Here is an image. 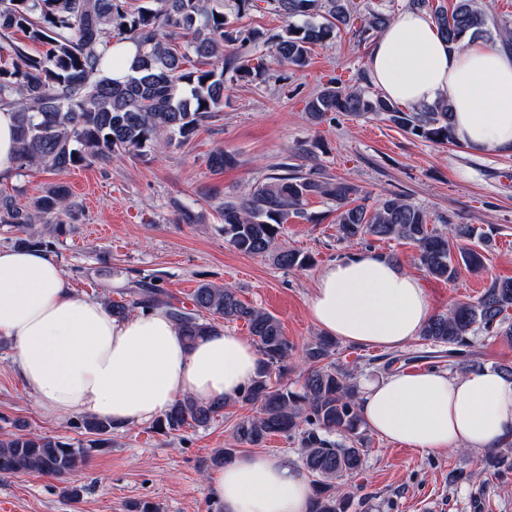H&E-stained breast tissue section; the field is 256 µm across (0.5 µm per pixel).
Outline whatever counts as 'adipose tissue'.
<instances>
[{
	"label": "adipose tissue",
	"mask_w": 512,
	"mask_h": 512,
	"mask_svg": "<svg viewBox=\"0 0 512 512\" xmlns=\"http://www.w3.org/2000/svg\"><path fill=\"white\" fill-rule=\"evenodd\" d=\"M369 68L396 103L447 98L464 147L512 150V51L468 39L449 47L430 17L405 9L376 38ZM308 310L321 333L386 349L418 336L432 316L415 275L367 252L325 266ZM0 337L12 345L14 372L48 412L121 428L150 422L185 396L235 400L260 363L254 344L232 332L187 343L162 308L113 316L77 294L61 265L37 249L0 248ZM358 404L372 432L421 452L512 445V380L494 369L394 372L364 381ZM209 484L222 512L311 510L310 480L280 456L243 455Z\"/></svg>",
	"instance_id": "obj_1"
}]
</instances>
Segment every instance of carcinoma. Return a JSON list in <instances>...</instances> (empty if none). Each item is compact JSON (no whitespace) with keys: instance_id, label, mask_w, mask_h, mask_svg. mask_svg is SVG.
I'll return each instance as SVG.
<instances>
[{"instance_id":"cac0c4a2","label":"carcinoma","mask_w":512,"mask_h":512,"mask_svg":"<svg viewBox=\"0 0 512 512\" xmlns=\"http://www.w3.org/2000/svg\"><path fill=\"white\" fill-rule=\"evenodd\" d=\"M152 6L131 7L130 0H0V110L14 114L18 140L17 170L41 166L59 173L73 167L141 156L172 141L190 142L199 127L224 109L226 83L252 82L281 69H302L315 45L352 28L363 39L380 33L391 15L372 10L360 26L349 0H263L267 9L287 22L272 47L260 55H243L233 45L265 46L258 29L235 27L224 13V0H150ZM412 7L432 12L442 38L452 47L464 38L512 41V31L477 6L476 0H455L452 10L435 9L430 0H412ZM136 45L126 76L107 74L108 47L114 42ZM48 46L32 55L28 43ZM314 120L329 112L349 116H382L406 132L436 144L454 143L452 113L444 98L411 111L360 87L330 80L306 103ZM210 169L236 165L234 154L218 148L208 158ZM359 188L347 180L319 177L298 164L282 162L276 172L245 197L226 196L221 211L224 241L252 257H269L284 270L307 268L314 258L279 243L289 218L304 214L312 196L336 205V232L355 241L368 236L403 239L417 249L418 260L433 278L452 281L463 265L477 270L483 255L458 246L476 236L469 224L448 232L430 226L423 208L394 194L371 205L358 202ZM78 216V205L66 186L55 184L29 206L0 194V224L16 228L13 245L46 248V234H60L65 220ZM112 315L162 306L186 341L218 330L219 322L242 321L261 356V370L237 402L256 408L235 427L237 442L263 444L280 435L299 443L304 467L314 477L311 512H350L353 494L336 490V481L363 467V420L357 386L350 374L331 360L336 342L317 336L301 350V384L272 383L288 369L296 353L272 314L244 302L238 290L203 283L195 288L191 306L163 298L154 280H139L126 298L110 300ZM512 278L496 279L473 303H461L447 314L432 317L422 340L448 347L452 366L471 369L472 336L481 332L512 343ZM229 402L176 400L155 422V432L169 436L186 426L205 425ZM90 438L75 445L60 437L0 435V474L42 473L65 478L95 451L110 445L112 421L83 418ZM340 435L343 441L334 440ZM485 467L497 473L512 470V448L488 453Z\"/></svg>"}]
</instances>
